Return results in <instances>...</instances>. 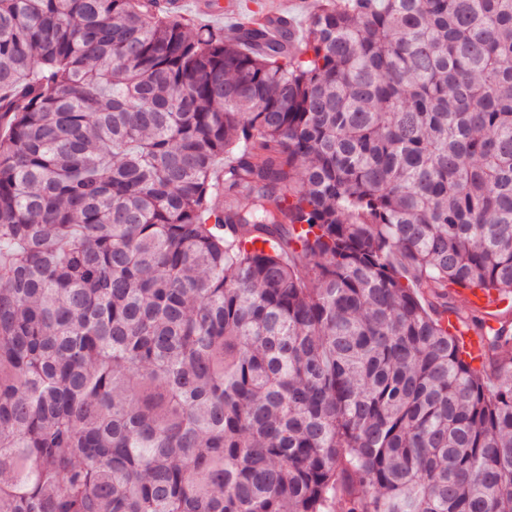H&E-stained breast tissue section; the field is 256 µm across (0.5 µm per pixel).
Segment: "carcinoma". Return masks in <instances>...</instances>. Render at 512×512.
<instances>
[{
    "label": "carcinoma",
    "mask_w": 512,
    "mask_h": 512,
    "mask_svg": "<svg viewBox=\"0 0 512 512\" xmlns=\"http://www.w3.org/2000/svg\"><path fill=\"white\" fill-rule=\"evenodd\" d=\"M296 40L0 0V512H512V0Z\"/></svg>",
    "instance_id": "cac0c4a2"
}]
</instances>
